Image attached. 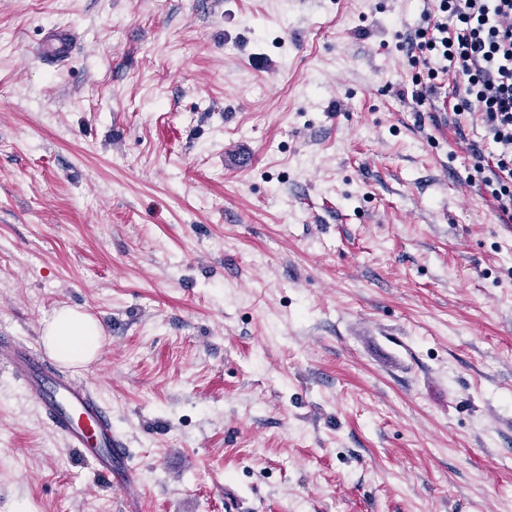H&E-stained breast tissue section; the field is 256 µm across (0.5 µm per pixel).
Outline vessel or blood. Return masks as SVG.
I'll return each mask as SVG.
<instances>
[{"mask_svg":"<svg viewBox=\"0 0 512 512\" xmlns=\"http://www.w3.org/2000/svg\"><path fill=\"white\" fill-rule=\"evenodd\" d=\"M0 368L18 380L67 448L92 459L106 480L127 471V450L92 388L60 371L40 350L0 335Z\"/></svg>","mask_w":512,"mask_h":512,"instance_id":"b4317fda","label":"vessel or blood"}]
</instances>
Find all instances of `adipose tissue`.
<instances>
[{
    "label": "adipose tissue",
    "instance_id": "obj_1",
    "mask_svg": "<svg viewBox=\"0 0 512 512\" xmlns=\"http://www.w3.org/2000/svg\"><path fill=\"white\" fill-rule=\"evenodd\" d=\"M103 340L104 331L96 319L70 308L56 310L42 336L50 355L73 367L90 362Z\"/></svg>",
    "mask_w": 512,
    "mask_h": 512
}]
</instances>
